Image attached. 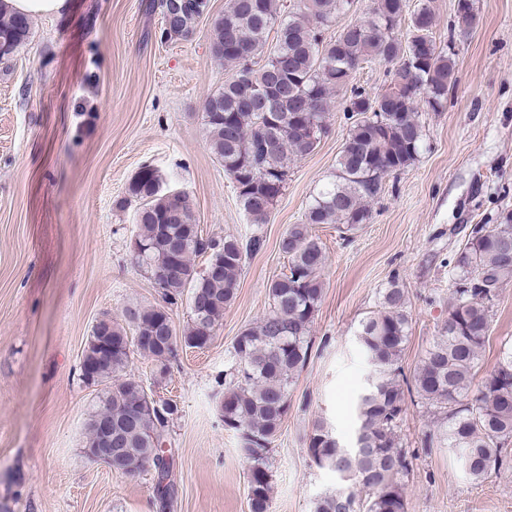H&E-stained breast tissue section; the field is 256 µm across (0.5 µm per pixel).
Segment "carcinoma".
<instances>
[{
    "label": "carcinoma",
    "instance_id": "1",
    "mask_svg": "<svg viewBox=\"0 0 512 512\" xmlns=\"http://www.w3.org/2000/svg\"><path fill=\"white\" fill-rule=\"evenodd\" d=\"M0 59L25 45L31 20L1 8ZM355 0H300L298 11L282 14L280 0H229L212 21L211 52L237 74L210 94L203 125L211 153L233 181L237 201L255 224L266 223L288 182L291 164L315 150L326 133L332 98L351 83L362 64L389 65L388 84L371 96L351 88L346 111L354 121L343 143L333 179L313 198L301 224H291L279 241L288 272L271 281L270 309L233 344L230 381L220 411L224 429L234 432L249 463L250 512H269L268 454L290 408V388L310 350V327L324 293L326 253L313 233L317 224L359 230L371 217L384 180L417 159L423 142L418 106L442 109L456 70L452 47L433 39V0H374L371 12L326 41L321 28L350 12ZM210 0H185L179 22L165 29L170 40L186 37ZM455 28L466 34L476 14L456 10ZM276 33L268 44L270 32ZM264 63L249 66L258 55ZM127 201L138 206L136 238L144 250L133 262L161 290L164 304L129 306L122 318L104 317L93 326L81 366L103 386L90 413L84 453L103 447L101 426L112 422V471L135 475L153 465L156 499L169 507L165 445L169 423L180 409L154 399L143 381L126 372L131 346L153 363L163 378L178 346L202 347L236 297L246 256L260 249L256 235L242 241L201 234L190 196L163 191L156 168H142L129 183ZM207 257L205 270L194 260ZM451 298L440 336L425 351L412 387L437 419L426 435L428 448L453 450L467 459L474 480L507 461L512 442V349L503 353L477 393L469 395L482 348L489 338L492 308L501 288L512 283V214L498 224H477L448 261ZM189 293L191 322L177 335L169 306ZM407 295L397 284L382 293L380 309L360 323V347L372 368L371 386L357 402L355 447L345 446L319 419L310 433L309 452L347 486L316 500L314 512H406L401 478L409 461L398 433L404 389L398 361L408 340Z\"/></svg>",
    "mask_w": 512,
    "mask_h": 512
}]
</instances>
